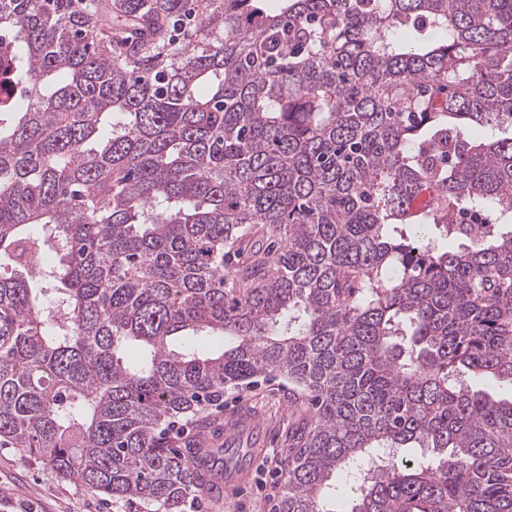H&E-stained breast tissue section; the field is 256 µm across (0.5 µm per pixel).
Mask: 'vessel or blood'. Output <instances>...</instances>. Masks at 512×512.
Instances as JSON below:
<instances>
[{"label": "vessel or blood", "mask_w": 512, "mask_h": 512, "mask_svg": "<svg viewBox=\"0 0 512 512\" xmlns=\"http://www.w3.org/2000/svg\"><path fill=\"white\" fill-rule=\"evenodd\" d=\"M265 427L259 418L241 414L224 429V459L211 468L212 485L219 488L243 483L253 469L259 448L264 445Z\"/></svg>", "instance_id": "b4317fda"}]
</instances>
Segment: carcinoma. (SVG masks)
<instances>
[{"mask_svg":"<svg viewBox=\"0 0 512 512\" xmlns=\"http://www.w3.org/2000/svg\"><path fill=\"white\" fill-rule=\"evenodd\" d=\"M264 2L0 0V442L185 512L277 373L280 512H512V0Z\"/></svg>","mask_w":512,"mask_h":512,"instance_id":"cac0c4a2","label":"carcinoma"}]
</instances>
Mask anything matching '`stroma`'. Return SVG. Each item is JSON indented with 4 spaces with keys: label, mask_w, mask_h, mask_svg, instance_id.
<instances>
[{
    "label": "stroma",
    "mask_w": 512,
    "mask_h": 512,
    "mask_svg": "<svg viewBox=\"0 0 512 512\" xmlns=\"http://www.w3.org/2000/svg\"><path fill=\"white\" fill-rule=\"evenodd\" d=\"M289 390L287 379L278 376L229 386L223 401L209 406L204 428L186 420L160 428L164 441L185 448L202 434L223 431L225 417L243 408L264 421L271 434L251 483L218 500L201 493L197 498L201 512H278L288 439L306 414L303 407L290 405ZM0 512H124V507L81 485L58 481L38 459L4 444L0 446Z\"/></svg>",
    "instance_id": "obj_1"
}]
</instances>
